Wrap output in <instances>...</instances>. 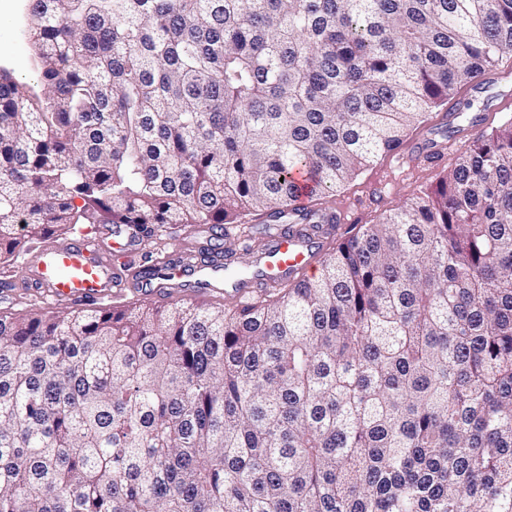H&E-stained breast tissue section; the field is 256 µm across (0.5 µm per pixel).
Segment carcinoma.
Listing matches in <instances>:
<instances>
[{
    "instance_id": "1",
    "label": "carcinoma",
    "mask_w": 512,
    "mask_h": 512,
    "mask_svg": "<svg viewBox=\"0 0 512 512\" xmlns=\"http://www.w3.org/2000/svg\"><path fill=\"white\" fill-rule=\"evenodd\" d=\"M0 286L77 224L288 223L506 55L512 0H26ZM0 512H512V122L251 300L0 315Z\"/></svg>"
}]
</instances>
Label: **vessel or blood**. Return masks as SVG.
Listing matches in <instances>:
<instances>
[{
    "instance_id": "vessel-or-blood-1",
    "label": "vessel or blood",
    "mask_w": 512,
    "mask_h": 512,
    "mask_svg": "<svg viewBox=\"0 0 512 512\" xmlns=\"http://www.w3.org/2000/svg\"><path fill=\"white\" fill-rule=\"evenodd\" d=\"M327 232L324 226L289 225L254 256L252 274L243 277L227 274L223 254L212 252L199 260L194 245L188 244L180 255L153 260L156 276L149 290L192 299L242 298L258 288H280L312 265ZM139 250V232L132 224L114 228L105 243L82 235L45 244L27 260L24 285L51 301L102 298L135 287L138 277L131 258Z\"/></svg>"
}]
</instances>
